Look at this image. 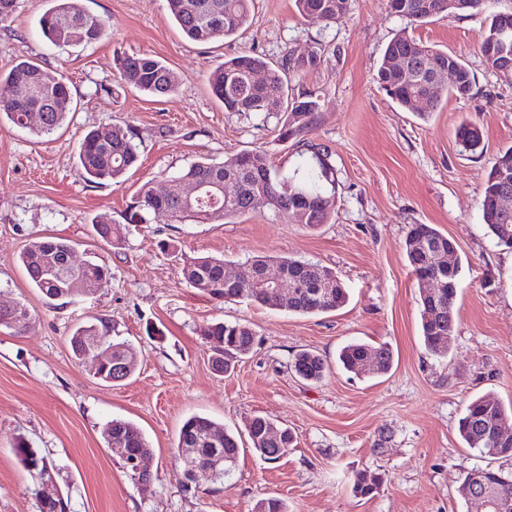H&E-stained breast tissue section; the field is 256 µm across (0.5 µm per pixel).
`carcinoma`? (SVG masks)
Wrapping results in <instances>:
<instances>
[{
  "mask_svg": "<svg viewBox=\"0 0 512 512\" xmlns=\"http://www.w3.org/2000/svg\"><path fill=\"white\" fill-rule=\"evenodd\" d=\"M302 16L319 14L326 25H336L349 16L353 0H294ZM391 13L408 23H423L450 14L464 15L477 10L489 12L488 26L479 35L480 53L488 70L511 81L512 71H504L506 62H512V31L501 34L499 11L494 9L498 0H389ZM253 0H167L171 17L189 39L205 43L218 37L239 33L249 22ZM43 36L54 46L66 49L99 40L107 31L103 18L87 12L80 0H50V7L39 19ZM423 54L435 61L448 62L450 53L433 45L395 35L386 45L378 63L376 80L387 83L389 96L407 109L413 96L430 93V111H421L425 117L438 109L444 94L453 92L459 97L468 95L473 86V75L458 57H453L459 81L452 88L430 91L428 70L413 65L409 75L400 79L391 70V60L396 55ZM320 62L311 54L309 62L290 58L281 68H273L255 54L243 53L224 60L209 77L214 96L228 112H282L286 114L280 130L282 140L298 139L309 156L304 158L291 175H283L271 164L268 151L258 147L244 150L217 162L202 158L190 163L171 179L169 192L159 195L143 185L135 205L126 210V224H183L187 221L203 224L215 220L217 212L232 219L246 214H271L293 216L295 223L307 227L329 223L334 208L335 182L329 163L328 150L304 139L311 131L320 100L312 92L300 97L288 96L287 73L315 68ZM257 70L266 72L259 84H251L245 76ZM120 78L128 86L155 96L176 92L181 81L162 61L143 55H125L119 59ZM43 69L36 63L20 60L4 77L8 84L24 88L21 99L0 100V118L6 117L14 126L27 129L37 138L52 136L75 112L73 96L64 79L46 80ZM31 106L42 109L40 120L31 124L23 121ZM459 145L466 152L483 150L482 132L470 123L457 128ZM78 160L86 180L103 185L131 169L138 161V151L129 132L119 125L110 128L105 139L101 130L88 132L80 143ZM512 181V147L492 158L481 192L484 224L496 244L512 248V213L504 214L495 200L504 184ZM189 181L202 186L198 196L186 199L179 191L181 183ZM405 254L411 273L416 280L428 277L441 287L440 302L443 316L432 313L427 301L430 297L419 294L421 336L425 348L435 354H444L446 347L439 346L441 337L451 336L455 325V301L459 289L458 272L460 257L453 241L431 224H413L405 237ZM72 246L65 240L39 239L30 242L19 255L18 261L26 271L32 285L49 301L73 299L87 292L75 287L93 279L109 283L111 272L103 265L87 260L80 264L71 262ZM228 262L214 256L188 257L184 260L182 274L192 287L205 285L204 291L215 299L224 296L230 300H247L271 310L280 309L279 302L263 288L242 284L229 288L224 282V267ZM253 265L258 269L276 268L288 273L295 285V296L288 301L287 311L297 315H318L344 307L349 295L332 269L309 261L292 258L257 257ZM203 336L213 350L212 368L226 372L231 363L249 354L255 343L256 333L244 323H216L206 327ZM96 340L112 348V365H120V380L127 379L136 368L128 362L131 345L112 336V323L93 317L80 324L70 336L72 351L81 343ZM367 355H374L377 362L374 373L383 374L391 369L393 355L386 345L374 347L363 342H351L340 350L338 361L348 372H358ZM294 373L309 382H318L328 373L329 367L320 355L303 350L291 363ZM512 419V406L505 407L491 394L470 401L459 419L458 432L467 447L494 458L512 457V439L499 440L498 426ZM270 420L253 416L245 426V435L221 433L220 440L211 438L209 431L216 423L205 416L189 417L180 428L176 448H189L181 467L195 463L210 464L221 461L220 469L226 474L235 464L244 441L268 461H276L292 447L293 437L282 428L274 436L268 435ZM108 447L120 446L129 458H148L154 461L152 448L140 428L131 421L114 419L104 429ZM15 452L30 477H35L31 465L46 457L20 442ZM479 485L495 497L512 499V475L488 464L479 468ZM379 480L364 472L356 474L353 492L359 497H369L377 492ZM252 512H287L285 503L277 497L258 501Z\"/></svg>",
  "mask_w": 512,
  "mask_h": 512,
  "instance_id": "obj_1",
  "label": "carcinoma"
}]
</instances>
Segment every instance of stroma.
I'll use <instances>...</instances> for the list:
<instances>
[{
	"mask_svg": "<svg viewBox=\"0 0 512 512\" xmlns=\"http://www.w3.org/2000/svg\"><path fill=\"white\" fill-rule=\"evenodd\" d=\"M108 20L100 40L59 49L38 18L46 0H16L0 25V73L20 59L65 76L73 118L48 141L0 126V298L24 303L28 328L0 326V512H37L31 479L14 452L24 440L55 466L66 512H251L271 496L288 512H477L460 493L481 465L457 432L464 406L493 394L512 404V250L497 246L483 221L480 193L488 163L512 147V81L489 71L478 50L486 14L474 11L410 24L386 0H354L345 22L301 17L294 0H254L241 34L189 40L166 0H81ZM399 32L459 56L474 76L469 96L444 98L421 118L393 101L375 79L384 47ZM243 52L284 64L311 52L317 67L289 75L288 91L312 92L320 109L310 140L327 145L336 183L329 223L309 228L286 217L249 214L211 224L123 223L139 188L165 190L187 163L223 161L264 147L272 165L292 172L297 141H280L284 113L247 117L225 111L209 76ZM124 54L154 57L181 79L154 97L127 87ZM477 125L483 154L462 152L461 122ZM130 128L139 162L120 182L86 181L77 148L98 127ZM112 224V241L93 233ZM432 224L462 258L457 320L447 355L420 337L419 288L404 252L410 225ZM62 238L76 261L95 259L112 281L75 302L54 305L32 288L18 256L33 240ZM212 255L245 273L256 256L291 257L331 268L349 301L317 316L218 301L186 283L181 255ZM92 317L110 319L137 353V368L114 385L77 360L69 336ZM246 322L253 351L224 375L211 368L204 328ZM353 341L387 344L388 373L359 375L336 364ZM311 350L330 370L316 383L290 364ZM241 432L261 415L289 429L294 444L278 461L241 450L223 481L200 477L185 491L174 467L176 438L191 415ZM137 424L154 452L153 478L141 485L108 447L104 428ZM378 477V492H352L356 472Z\"/></svg>",
	"mask_w": 512,
	"mask_h": 512,
	"instance_id": "35a3bbf8",
	"label": "stroma"
}]
</instances>
